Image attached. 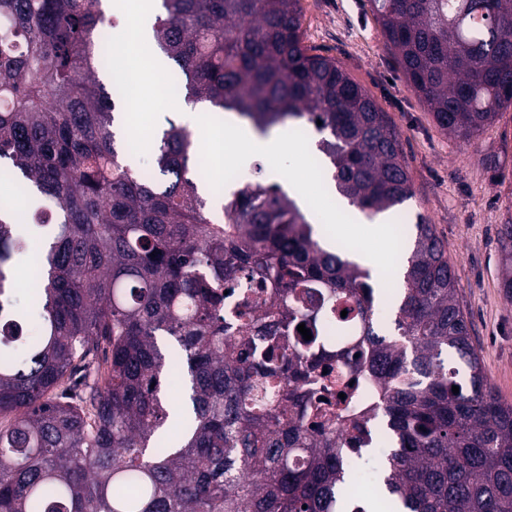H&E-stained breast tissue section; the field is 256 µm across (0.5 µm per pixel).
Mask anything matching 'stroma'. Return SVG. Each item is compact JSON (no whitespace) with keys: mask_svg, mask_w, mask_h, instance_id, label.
I'll return each mask as SVG.
<instances>
[{"mask_svg":"<svg viewBox=\"0 0 512 512\" xmlns=\"http://www.w3.org/2000/svg\"><path fill=\"white\" fill-rule=\"evenodd\" d=\"M303 42L335 57L374 95L402 134L415 195L404 205L407 223L433 224L459 273V292L496 395L512 404V300L498 281L499 228L512 221V109L465 145L436 126L405 84L387 51L368 0H302ZM184 94L163 79L141 84L119 112L136 113L141 140L166 118L183 120Z\"/></svg>","mask_w":512,"mask_h":512,"instance_id":"35a3bbf8","label":"stroma"}]
</instances>
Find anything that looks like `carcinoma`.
I'll use <instances>...</instances> for the list:
<instances>
[{
    "label": "carcinoma",
    "mask_w": 512,
    "mask_h": 512,
    "mask_svg": "<svg viewBox=\"0 0 512 512\" xmlns=\"http://www.w3.org/2000/svg\"><path fill=\"white\" fill-rule=\"evenodd\" d=\"M369 4L440 130L469 143L512 108V0ZM100 5L0 0V174L28 201L0 207V512H367L349 469L373 417L389 427V512H512V405L433 225L409 233L384 322L369 269L322 248L279 183H244L213 211L198 147L170 118L154 168H133L114 129L124 86L98 77ZM303 21L302 0H160L152 42L189 101L261 134L314 127L336 192L369 220L398 216L414 196L399 133L303 45ZM499 234L512 299V224ZM243 278L229 314L224 289ZM333 322L358 325L357 341L327 349ZM160 336L186 381L174 440ZM364 378L376 397L362 409Z\"/></svg>",
    "instance_id": "obj_1"
}]
</instances>
